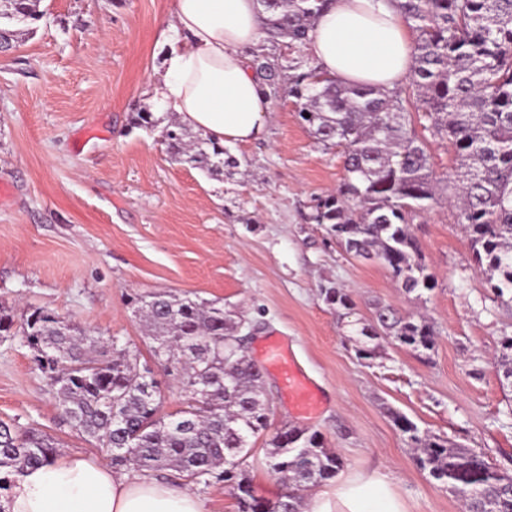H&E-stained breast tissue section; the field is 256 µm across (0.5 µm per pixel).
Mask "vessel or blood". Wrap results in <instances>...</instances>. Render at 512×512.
<instances>
[{
  "mask_svg": "<svg viewBox=\"0 0 512 512\" xmlns=\"http://www.w3.org/2000/svg\"><path fill=\"white\" fill-rule=\"evenodd\" d=\"M262 368L275 370L288 395L292 409L302 417L317 414L322 405L319 390L298 369L282 343L269 339L262 347Z\"/></svg>",
  "mask_w": 512,
  "mask_h": 512,
  "instance_id": "1",
  "label": "vessel or blood"
}]
</instances>
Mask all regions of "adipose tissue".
Returning a JSON list of instances; mask_svg holds the SVG:
<instances>
[{
  "label": "adipose tissue",
  "mask_w": 512,
  "mask_h": 512,
  "mask_svg": "<svg viewBox=\"0 0 512 512\" xmlns=\"http://www.w3.org/2000/svg\"><path fill=\"white\" fill-rule=\"evenodd\" d=\"M168 49L149 92L200 136L221 144L261 139L266 87L248 51L263 35L257 0H175ZM308 54L349 86L390 89L414 65L410 29L386 0H334L314 21ZM6 512H205L189 487L122 472L80 455L28 469L12 483ZM303 512H406L387 475L347 476L305 497Z\"/></svg>",
  "instance_id": "adipose-tissue-1"
}]
</instances>
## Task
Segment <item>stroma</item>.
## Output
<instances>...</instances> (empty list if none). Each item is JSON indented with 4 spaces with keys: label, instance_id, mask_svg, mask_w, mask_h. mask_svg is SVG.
Instances as JSON below:
<instances>
[{
    "label": "stroma",
    "instance_id": "stroma-1",
    "mask_svg": "<svg viewBox=\"0 0 512 512\" xmlns=\"http://www.w3.org/2000/svg\"><path fill=\"white\" fill-rule=\"evenodd\" d=\"M173 7L38 0L40 20L19 26L13 48L0 52V306L18 328L39 307L87 335L118 338L152 367L166 413L184 394L153 357L136 295L171 291L224 307L253 333L248 356L281 337L322 393L320 413L300 418L279 377L266 373L272 429L288 423L320 433L342 460L341 476L388 475L407 512H461L418 467L390 413L512 472V387L499 344L512 334V306L493 300L448 203L411 223L436 278L419 297L315 223L316 199L343 182V154L317 142L286 94L269 99L264 140L227 144L238 167L215 177L175 161L164 139L170 115L146 93ZM142 112L157 125L138 127ZM325 288L347 289L354 317L326 304ZM379 305L432 326L430 357L385 338L381 358H357L353 321L371 319ZM0 419L51 435L60 454L106 458L62 420L18 336L0 339ZM270 438L252 437L246 462L267 499L279 491L266 467Z\"/></svg>",
    "mask_w": 512,
    "mask_h": 512
}]
</instances>
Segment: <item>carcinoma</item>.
Returning <instances> with one entry per match:
<instances>
[{
    "mask_svg": "<svg viewBox=\"0 0 512 512\" xmlns=\"http://www.w3.org/2000/svg\"><path fill=\"white\" fill-rule=\"evenodd\" d=\"M265 40L288 50L304 47L312 22L333 0H257ZM417 33L411 84L424 129L454 152L452 192L456 219L467 233L477 267L494 296L512 303V0H389ZM37 0L0 5V48L8 49L14 23L36 17ZM254 65L268 91L288 85L300 118L325 146L344 148L339 190L316 200L313 220L356 257L377 260L410 294L433 288L409 230L413 216L439 203V179L425 141L412 125L407 89L347 86L312 66L288 67L266 57ZM179 161L224 174L237 160L174 126L165 134ZM325 301L354 314L341 288ZM153 356L173 369L183 406L162 415V391L139 356L109 336L94 340L72 323L36 308L26 316L22 341L58 397L62 420L95 439L112 465L137 471L172 469L183 484H231L238 512H301V491L330 481L342 462L320 435L283 425L269 440L267 466L288 483L273 499L256 495L244 464L250 438L269 427V410L254 363L243 354L237 322L224 308L169 291L137 298ZM355 340L356 356L373 360L380 339L391 337L420 355L434 350L431 327L386 305L376 307ZM504 377L512 381V336L501 338ZM391 417L420 449L421 469L461 498L468 512H512V474L473 450L422 434L398 411ZM58 443L34 428L0 420V492L29 467L56 460Z\"/></svg>",
    "mask_w": 512,
    "mask_h": 512,
    "instance_id": "carcinoma-1",
    "label": "carcinoma"
}]
</instances>
